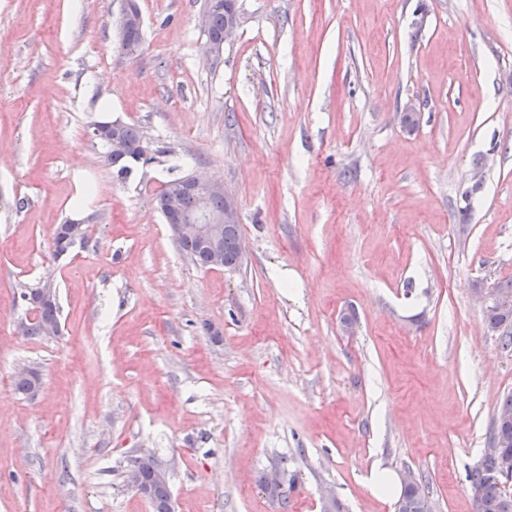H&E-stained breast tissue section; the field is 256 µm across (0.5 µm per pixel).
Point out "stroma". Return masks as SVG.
<instances>
[{"mask_svg": "<svg viewBox=\"0 0 512 512\" xmlns=\"http://www.w3.org/2000/svg\"><path fill=\"white\" fill-rule=\"evenodd\" d=\"M137 3L131 57L124 0H0V512H152L124 481L149 455L174 512H394L377 467L475 512L512 392L472 290L512 276V0H238L213 60L206 0ZM115 119L154 163L104 162ZM190 173L235 198L240 269L193 265L156 210ZM69 218L87 237L54 256ZM45 281L61 332L23 336ZM125 6L117 21V31L120 39V44L125 46V50H129L124 42L126 30L132 27L143 28V18L134 0L125 1ZM28 370V371H25ZM22 372H17L13 377L14 390L23 397H35L41 388V377L38 370L25 367Z\"/></svg>", "mask_w": 512, "mask_h": 512, "instance_id": "obj_1", "label": "stroma"}]
</instances>
